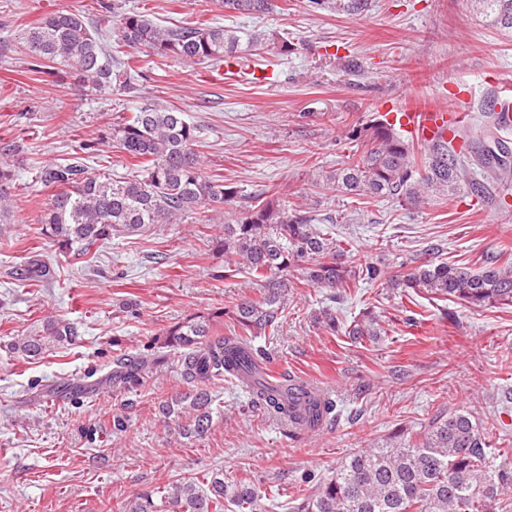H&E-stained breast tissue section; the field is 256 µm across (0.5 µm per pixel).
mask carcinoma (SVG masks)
Segmentation results:
<instances>
[{
	"label": "carcinoma",
	"instance_id": "carcinoma-1",
	"mask_svg": "<svg viewBox=\"0 0 512 512\" xmlns=\"http://www.w3.org/2000/svg\"><path fill=\"white\" fill-rule=\"evenodd\" d=\"M488 26L512 29V0H467ZM224 11L262 15L275 0H219ZM314 11L358 16L370 11L372 0H308ZM108 13L107 42L101 25L80 11L62 9L41 18L24 32V47L44 62V73L66 72L95 89L134 88L140 62L156 56L176 58L186 65H221L235 57L240 36L222 26L170 28L157 24L141 11L104 5ZM113 146L136 169L131 177L114 179L88 172L83 158L55 165L42 172V180L57 188L39 219L46 236L59 247H78L87 254L114 237L140 235L156 224H178L206 206H222L237 196L224 183V175L207 170L199 150L196 128L184 113L155 100L145 102L130 119L112 125ZM364 150L333 171L319 170L312 184L363 198H389L399 206L419 208L432 198L468 189L487 192L473 174L500 158L487 149L456 151L451 142L427 144L417 160L414 144L401 138L391 125L377 122L366 127ZM14 164L0 158V223L11 217ZM302 205L276 197L250 206L243 216L224 225V276L244 269L248 278L265 288L261 298L243 300L231 311L196 315L168 327L153 345L179 354L182 377L192 393L172 405L161 402L156 413L163 419L174 413L186 416L183 434L200 436L211 426L213 409L206 383L222 377L247 389L250 404L277 420L295 417L296 406L284 373L279 387L271 386L262 372L269 353L252 339L276 327L287 305L288 278L293 270H306L320 288H348L359 282L387 279L389 287L406 296L426 293L453 298L470 308L512 306V259L480 268L415 258L405 271L385 277L378 266L345 260L343 240L324 232L321 224L334 223ZM24 279L43 283L54 269L38 255L22 270ZM229 316L238 331L222 336L219 319ZM379 334L378 324L366 314L354 321L349 335L356 339ZM69 323L44 320L9 344L27 359H38L72 342ZM145 360L118 359L112 375L130 388L141 385ZM336 400L327 396L323 410L311 412L307 429L336 420ZM209 493L193 481L158 486L125 505V512H224L225 504L240 512H257L262 490L247 479L224 482V473L211 476ZM512 490V464L497 467L488 457L487 434L469 414L454 411L436 416L417 432L399 428L392 440L352 454L328 477L304 472L288 501V512H500V496Z\"/></svg>",
	"mask_w": 512,
	"mask_h": 512
}]
</instances>
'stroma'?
<instances>
[{
	"label": "stroma",
	"mask_w": 512,
	"mask_h": 512,
	"mask_svg": "<svg viewBox=\"0 0 512 512\" xmlns=\"http://www.w3.org/2000/svg\"><path fill=\"white\" fill-rule=\"evenodd\" d=\"M93 0H0V148L11 147L17 181L10 223L0 224V512H122L156 486L208 472L249 479L267 493V512L284 505L302 471L329 476L348 454L400 427H419L455 410L488 434L492 464L512 448V308L471 309L414 296L416 324L405 321L399 292L382 284L320 288L301 271L290 278L278 327L254 338L272 353L270 370L308 379L331 393L337 421L288 438L285 429L230 382L208 383L213 422L185 439L178 417L155 408L188 392L177 354L147 364L134 389L109 381L115 358L145 352L169 325L199 313L232 310L262 288L245 273L224 274L225 222L253 197L287 193L323 215L348 240L354 258L397 274L403 262L431 256L480 268L512 255V191H463L405 210L387 198L318 190L314 169L341 167L354 129L396 108L455 109L467 94L465 142L484 138L490 101L512 89V29L481 21L466 0H373L361 16L310 10L277 0L263 16L235 15L216 0H124L166 27L210 23L237 31L248 74L159 58L133 91L96 90L71 74L46 78L23 47L27 28L60 9L87 11ZM261 36V49L249 40ZM288 54H281V43ZM157 99L196 126L209 167L238 195L206 220L188 216L145 235L115 238L94 256L60 251L39 215L54 192L41 179L81 144L92 146L90 173L119 178L131 166L112 146V124ZM39 253L55 268L34 286L19 269ZM381 323L373 340L346 329L365 309ZM330 310L338 331L318 317ZM78 326L73 345L26 360L12 337L38 320ZM125 421L116 429L114 418Z\"/></svg>",
	"instance_id": "1"
}]
</instances>
